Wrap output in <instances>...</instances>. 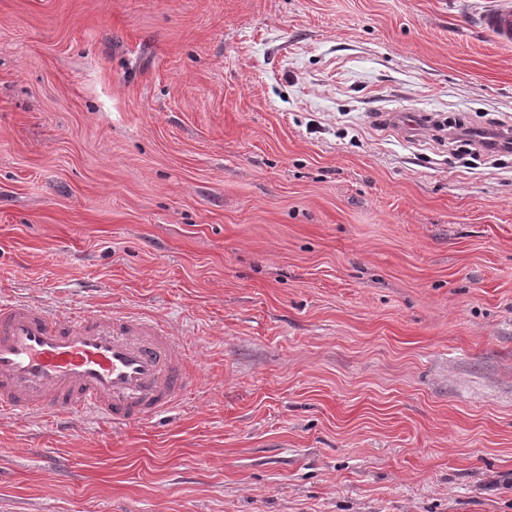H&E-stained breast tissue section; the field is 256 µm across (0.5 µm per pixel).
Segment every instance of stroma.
<instances>
[{"label":"stroma","mask_w":512,"mask_h":512,"mask_svg":"<svg viewBox=\"0 0 512 512\" xmlns=\"http://www.w3.org/2000/svg\"><path fill=\"white\" fill-rule=\"evenodd\" d=\"M487 0H0V297L164 323L122 430L0 415V512H512V127Z\"/></svg>","instance_id":"1"}]
</instances>
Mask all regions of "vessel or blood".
<instances>
[{
  "label": "vessel or blood",
  "mask_w": 512,
  "mask_h": 512,
  "mask_svg": "<svg viewBox=\"0 0 512 512\" xmlns=\"http://www.w3.org/2000/svg\"><path fill=\"white\" fill-rule=\"evenodd\" d=\"M479 23L512 44V0H494ZM197 384L193 367L157 321L117 314L60 317L0 300V414L91 412L119 429L171 412Z\"/></svg>",
  "instance_id": "vessel-or-blood-1"
}]
</instances>
